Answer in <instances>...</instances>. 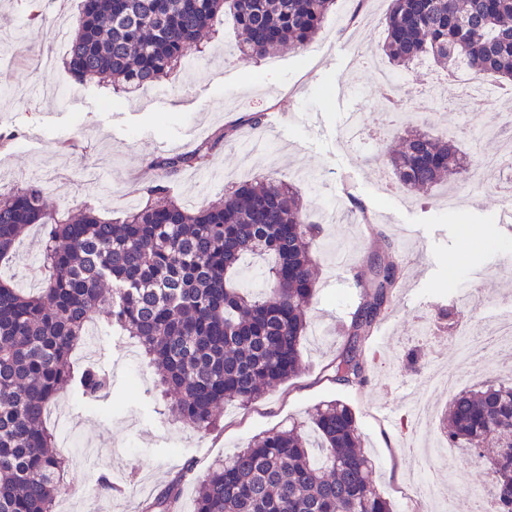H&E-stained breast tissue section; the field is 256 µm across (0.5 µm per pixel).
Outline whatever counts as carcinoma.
<instances>
[{
  "instance_id": "cac0c4a2",
  "label": "carcinoma",
  "mask_w": 512,
  "mask_h": 512,
  "mask_svg": "<svg viewBox=\"0 0 512 512\" xmlns=\"http://www.w3.org/2000/svg\"><path fill=\"white\" fill-rule=\"evenodd\" d=\"M382 51L397 66L431 57L463 64L475 79L512 83V0H391ZM336 0H81L64 59L76 80L109 77L112 85L149 86L173 69L224 16L233 18L244 53L260 58L286 46L306 50ZM249 113L189 154L162 157L150 193L120 224L86 209L73 217L51 210L42 185L0 193V260L25 228L46 227L41 292L27 295L0 281V512H53L65 490L66 458L44 423L61 390L99 397L109 385L95 368L77 372L73 349L88 323L102 319L133 336L163 371L158 386L170 415L208 433L226 403L248 405L288 381L301 366L307 313L317 294L314 266L320 229L307 222L299 192L281 181H246L224 199L189 210L170 198L168 178L209 166L214 150ZM401 146L381 156L406 190H430L466 171L453 135L435 137L411 121L389 130ZM366 261L364 302L332 365L334 380L367 383L363 344L390 311L403 278L396 247ZM270 259L262 294L244 289L241 263ZM112 285L111 297L102 285ZM442 432L477 463L487 442L512 439V383L488 381L460 392L443 412ZM318 440L323 459L311 451ZM355 413L339 399L310 425L270 432L199 481L196 512H393L370 480ZM499 512H512V443L491 458ZM179 483L146 501L143 512H170Z\"/></svg>"
}]
</instances>
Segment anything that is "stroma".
<instances>
[{
    "label": "stroma",
    "instance_id": "stroma-1",
    "mask_svg": "<svg viewBox=\"0 0 512 512\" xmlns=\"http://www.w3.org/2000/svg\"><path fill=\"white\" fill-rule=\"evenodd\" d=\"M390 6V0H374L368 29L376 37L366 41L351 29L355 0H337L309 52L286 49L259 61L237 52V28L228 19L192 52L193 67H178L156 85L117 94L106 81L74 83L63 65L68 44L60 39L56 20L73 19L80 0H43L45 19L37 24L28 22L24 0H0V32L19 34L9 47L11 67L0 69L1 191L37 182L60 215L91 208L118 223L133 205L151 201L150 188L159 176L154 160L189 152L231 120L261 112L272 159L245 154L241 144L252 132L240 129L215 150L209 169L188 168L172 178L171 194L195 209L223 198L226 184L285 181L301 169L313 176L300 187L303 204L324 228L301 374L253 404L226 405L212 432L174 420L156 389L157 369L145 356L126 358L127 334L100 327L95 364L110 375V392L94 403L67 391L59 398L68 421L54 432L68 464L67 490L57 497L55 512H90L103 498L96 487L104 473L117 485L113 504L127 512H141L144 496L132 495L134 484H146V496L152 497L175 480L180 496L173 512H195L196 483L209 469L258 435L308 420L332 399L355 413L372 461V482L394 512H413L409 424L425 375L438 368L468 388L492 377L482 360L460 361L458 337L421 336L420 321H436L443 310L459 306L475 270L484 273L482 307L468 315L475 334L485 331L492 313L512 306V266L497 261L501 248L512 246V234L502 229L488 193L469 184L382 194L378 184L387 175L378 160L382 139L363 150L349 142L337 87L352 92L371 129L386 104L385 88L373 79L375 68L390 69L405 87L426 86L434 74L433 67L418 63L390 68L379 37ZM446 98L449 110L441 121L425 119L421 125L442 136L461 114H469L472 128L461 132L459 143L470 158L494 150L498 137L512 136V126L500 118L501 106L464 99L453 83ZM451 194L459 198L453 209L443 203ZM363 211L370 224L360 223ZM388 240L403 260L404 277L392 312L364 344L368 383L360 389L336 384L332 365L363 300L362 261L383 254ZM44 245L42 225L31 226L9 260L0 262V279L26 293L39 292L48 276ZM415 343L421 346L420 367L410 373L399 360ZM459 471L464 485L454 492L453 512H469L467 489L485 487L489 476L461 449L441 466L445 475Z\"/></svg>",
    "mask_w": 512,
    "mask_h": 512
}]
</instances>
